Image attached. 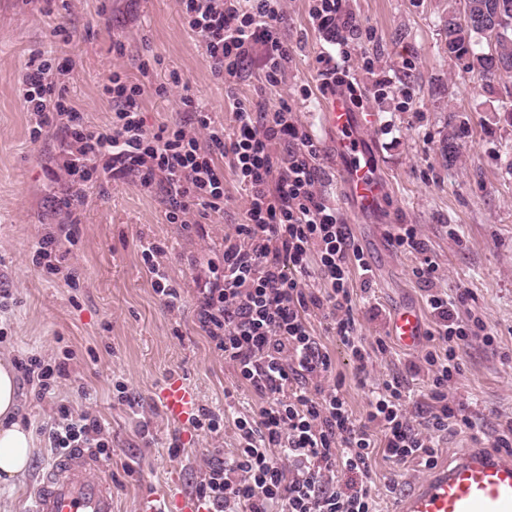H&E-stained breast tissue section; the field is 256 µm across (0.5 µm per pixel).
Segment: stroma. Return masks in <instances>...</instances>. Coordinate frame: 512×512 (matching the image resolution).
<instances>
[{"instance_id":"obj_1","label":"stroma","mask_w":512,"mask_h":512,"mask_svg":"<svg viewBox=\"0 0 512 512\" xmlns=\"http://www.w3.org/2000/svg\"><path fill=\"white\" fill-rule=\"evenodd\" d=\"M284 5L291 57L283 83L271 88L252 64L238 83L216 76L184 25L179 0H0V290L10 294L7 307H0V356L51 360L73 352L71 377L54 394L41 399L34 387L20 385L18 417L31 427L34 447L25 476L0 484V512H27L29 490L55 454L47 430L60 406L102 422L112 440L105 461L112 468L114 512H140L145 501H165L175 489L196 494L213 450L229 455L237 446L233 419L256 415L263 404L239 385L233 367L199 329L194 306L200 262L221 253L225 234L243 220L245 196L232 178L224 180L223 215L209 218L200 231L167 223L158 197L140 191L132 178L105 181L90 190L74 242L60 244L78 287L35 269L31 248L65 223L55 199L68 189L66 181L49 177L61 160V134L48 128L34 140L29 133L22 76L40 51L72 60L58 89L93 127L111 120L102 85L116 67L137 79L141 65L149 64L141 107L151 127L178 116L175 74L218 123H228L237 97L269 108L288 100L298 123L320 143L319 192L372 269L352 282L361 336L385 335L398 306L425 307L412 276L415 257L396 251L388 238L396 225L413 224L441 266L440 287L467 291L460 314L481 315L495 338L493 345L474 341L459 352L462 373L450 394L465 405L472 425L440 440L439 463L464 449H490L499 423L512 417V123L502 112L512 102V87L482 84L448 57L441 32L448 0H344L359 25L351 71L364 93L363 111L375 116L360 134L373 146L386 185L379 210L356 221L320 122L325 96L316 57L324 35L309 20L308 0ZM60 26L68 37L56 35ZM117 42L126 46L124 57L112 52ZM367 55L375 59L371 73L363 68ZM304 85L310 98L298 94ZM451 130L458 138L450 160L443 145ZM145 239L166 249L162 262L183 297L178 311H168L152 288L140 253ZM311 325L346 378L343 392L356 419H364L372 388L394 377L404 382L411 405L422 403L425 378L410 369L420 349L393 345L361 382L325 321L315 317ZM172 376L197 392L203 408L224 416L220 433L164 415L157 392ZM119 381L128 401L117 397ZM175 441L181 451L173 456ZM372 468L377 512H397L402 495L429 474L381 455Z\"/></svg>"}]
</instances>
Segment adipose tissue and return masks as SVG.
I'll use <instances>...</instances> for the list:
<instances>
[{
	"mask_svg": "<svg viewBox=\"0 0 512 512\" xmlns=\"http://www.w3.org/2000/svg\"><path fill=\"white\" fill-rule=\"evenodd\" d=\"M21 402L17 371L13 363L0 358V482L23 477L29 467L33 435L16 421Z\"/></svg>",
	"mask_w": 512,
	"mask_h": 512,
	"instance_id": "1",
	"label": "adipose tissue"
}]
</instances>
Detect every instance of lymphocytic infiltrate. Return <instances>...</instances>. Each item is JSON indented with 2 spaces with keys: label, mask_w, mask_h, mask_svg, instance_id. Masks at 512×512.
<instances>
[{
  "label": "lymphocytic infiltrate",
  "mask_w": 512,
  "mask_h": 512,
  "mask_svg": "<svg viewBox=\"0 0 512 512\" xmlns=\"http://www.w3.org/2000/svg\"><path fill=\"white\" fill-rule=\"evenodd\" d=\"M313 25L328 34L317 61L322 90L348 93L361 103L349 61L355 20L342 0H311ZM186 27L198 38L215 74L232 83L246 63L257 62L265 83L281 84L290 56L280 0H180ZM71 60H31L23 99L33 122L32 138L45 128L61 131L60 165L72 190L58 201L67 223L47 231L33 248L32 263L48 277L59 271L61 241H74L79 208L102 177L134 176L159 197L168 223L190 227L224 212V175L232 173L246 197L244 220L224 237L221 254L208 258L196 292L197 322L237 380L264 398L257 417L235 418L238 446L232 456L215 449L199 486L211 512H375L372 459L385 453L401 462L434 467L449 428L467 427L465 407L449 399L448 385L461 373L458 350L471 340L491 342L486 322L461 319L464 292L437 285L438 263L414 225H399L390 241L418 256L412 273L425 292L433 326L418 369L427 379V409L413 421L399 378L373 390L364 420L354 418L342 392L344 379L328 349L314 336L311 319L321 316L347 349L355 375L365 379L373 354L390 346L378 338L367 346L353 314V273H370L335 208L317 190L320 147L294 121L288 102L264 109L235 100L230 127L215 124L205 107L182 95L192 122L177 119L151 128L140 101L147 80L116 71L102 86L112 104L104 128L55 90L54 76L68 74ZM164 247L146 241L141 258L165 308L178 310L182 296L160 262ZM48 439L57 451L111 448L100 421L72 416L60 407Z\"/></svg>",
  "instance_id": "f902f5d3"
}]
</instances>
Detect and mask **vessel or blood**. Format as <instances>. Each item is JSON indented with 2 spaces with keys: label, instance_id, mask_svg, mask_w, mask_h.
<instances>
[{
  "label": "vessel or blood",
  "instance_id": "1",
  "mask_svg": "<svg viewBox=\"0 0 512 512\" xmlns=\"http://www.w3.org/2000/svg\"><path fill=\"white\" fill-rule=\"evenodd\" d=\"M321 122L338 161L348 200L357 214L379 209L384 184L372 157L354 130L361 113L352 111L347 97L332 94ZM389 336L405 348L416 347L425 334L419 311L405 306L393 312ZM159 404L172 421L186 424L200 410L199 397L181 379L170 378L159 392ZM29 512H113L111 469L83 448L59 453L30 489ZM169 512H208L202 500L172 491ZM399 512H512V456L482 450H464L455 464L432 471L400 500Z\"/></svg>",
  "mask_w": 512,
  "mask_h": 512
}]
</instances>
